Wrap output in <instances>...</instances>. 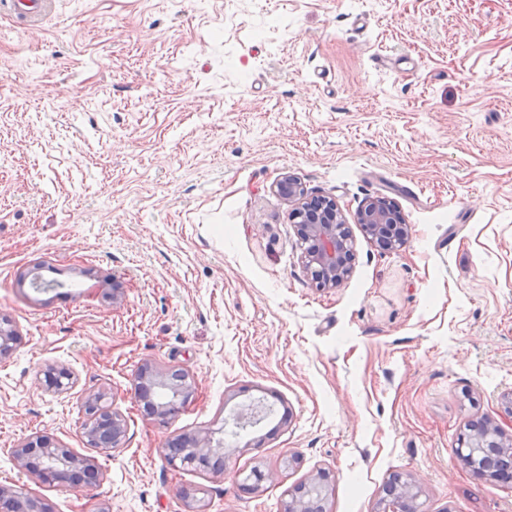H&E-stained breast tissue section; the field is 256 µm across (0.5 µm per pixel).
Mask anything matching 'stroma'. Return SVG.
<instances>
[{"instance_id": "1", "label": "stroma", "mask_w": 512, "mask_h": 512, "mask_svg": "<svg viewBox=\"0 0 512 512\" xmlns=\"http://www.w3.org/2000/svg\"><path fill=\"white\" fill-rule=\"evenodd\" d=\"M292 174L347 219L371 196L412 227L320 290L301 262ZM121 285V303L112 289ZM0 485L51 512H280L331 475L329 512H375L389 476L426 512H512V482L456 458L469 421L512 438V0H58L42 28L0 18ZM195 394L162 425L140 366ZM66 368L68 389L40 373ZM127 425L81 434L88 390ZM227 470L168 463V440L224 429ZM47 436L100 472L88 488L20 468ZM297 460L251 491V469ZM126 426L117 409L109 407L107 413L93 426H84L82 436L95 448H120L125 442Z\"/></svg>"}]
</instances>
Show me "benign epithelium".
Wrapping results in <instances>:
<instances>
[{
  "mask_svg": "<svg viewBox=\"0 0 512 512\" xmlns=\"http://www.w3.org/2000/svg\"><path fill=\"white\" fill-rule=\"evenodd\" d=\"M276 191L293 205L290 218L297 237L314 245V249L303 256V265L314 285L321 289L343 286L353 272L354 251L349 222L336 199L307 195L301 183L288 173L276 183ZM354 220L371 240L391 251L400 250L411 233V226L404 223L398 205L387 196L377 195L366 200L358 208ZM14 340L13 325L8 320H1L0 357L13 353ZM70 380L71 374L64 369L51 368L44 373V383L49 389H62ZM139 384L146 389L164 386L170 391L166 403L148 408L149 416L155 419L174 416L188 399L189 385L176 382L150 367L139 374ZM82 436L95 448H120L126 438L124 419L117 409L110 408L95 425L83 427ZM499 436L500 428L491 420L473 424L462 436L466 448L480 453L482 466L473 469L477 477L485 479L504 465L512 469V443L499 441ZM185 443L189 454L180 460L182 465L202 466L224 452L208 433L188 436ZM14 456L20 467L40 476L57 479L61 473H69L76 488L83 487L88 475L95 473L93 466L78 459L69 449L42 436L29 437L15 449ZM310 485L316 500L291 498L284 503L283 512H319L318 505L325 503L329 490L320 474L310 480ZM419 496L416 483L406 481L398 497L380 502V512H417Z\"/></svg>",
  "mask_w": 512,
  "mask_h": 512,
  "instance_id": "obj_1",
  "label": "benign epithelium"
}]
</instances>
